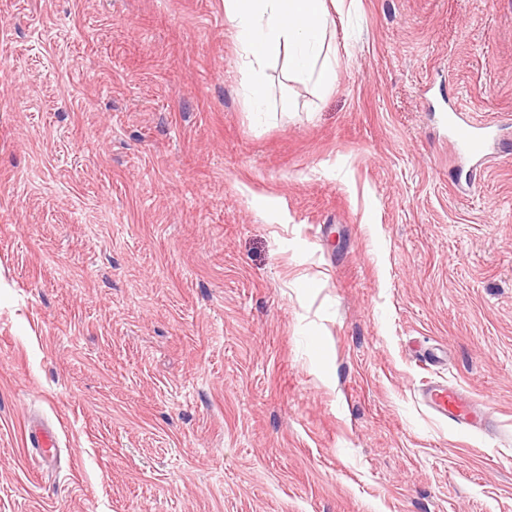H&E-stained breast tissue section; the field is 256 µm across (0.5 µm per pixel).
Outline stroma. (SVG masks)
I'll list each match as a JSON object with an SVG mask.
<instances>
[{"instance_id":"stroma-1","label":"stroma","mask_w":512,"mask_h":512,"mask_svg":"<svg viewBox=\"0 0 512 512\" xmlns=\"http://www.w3.org/2000/svg\"><path fill=\"white\" fill-rule=\"evenodd\" d=\"M329 36L258 114L224 0H0V512H512V0ZM448 126L457 148L472 157L487 156L491 142L497 138L491 126L475 125L454 115L448 116ZM422 396L428 408L452 424L472 425L474 421L487 424L494 419V411L490 407L476 411L475 404L455 387L428 385L422 391ZM31 448H41L43 455L52 456L51 450L57 446L55 431L50 426L41 425L27 434Z\"/></svg>"}]
</instances>
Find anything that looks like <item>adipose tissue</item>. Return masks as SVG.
I'll use <instances>...</instances> for the list:
<instances>
[{
  "instance_id": "obj_1",
  "label": "adipose tissue",
  "mask_w": 512,
  "mask_h": 512,
  "mask_svg": "<svg viewBox=\"0 0 512 512\" xmlns=\"http://www.w3.org/2000/svg\"><path fill=\"white\" fill-rule=\"evenodd\" d=\"M345 0H224V17L233 28L245 64L253 111L268 101L272 62L285 59L289 80L327 90L335 80L330 58L328 2Z\"/></svg>"
}]
</instances>
